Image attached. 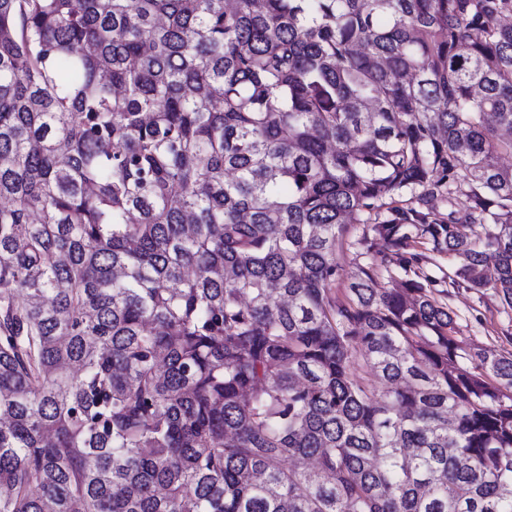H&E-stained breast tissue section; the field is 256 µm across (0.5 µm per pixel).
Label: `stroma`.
Returning <instances> with one entry per match:
<instances>
[{
  "label": "stroma",
  "instance_id": "obj_1",
  "mask_svg": "<svg viewBox=\"0 0 512 512\" xmlns=\"http://www.w3.org/2000/svg\"><path fill=\"white\" fill-rule=\"evenodd\" d=\"M369 227L365 224L348 225L343 236L345 247L340 254L343 269L333 293L344 297L350 276L360 266H376L377 285L381 288H393L405 280L407 272L430 279L437 298L447 303L453 312L455 335L468 346H480L499 352H512V308L503 306L492 289L476 291L469 288H452L448 285V256L437 252L431 240L420 238L408 247V254H421L418 264L410 271L398 266L385 269L381 261L386 253L382 240L369 236ZM368 237V251L354 248L353 243L361 237Z\"/></svg>",
  "mask_w": 512,
  "mask_h": 512
}]
</instances>
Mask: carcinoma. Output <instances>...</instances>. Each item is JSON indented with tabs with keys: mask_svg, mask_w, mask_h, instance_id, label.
<instances>
[{
	"mask_svg": "<svg viewBox=\"0 0 512 512\" xmlns=\"http://www.w3.org/2000/svg\"><path fill=\"white\" fill-rule=\"evenodd\" d=\"M508 16L0 0V512H512V353L331 293L369 223L512 307Z\"/></svg>",
	"mask_w": 512,
	"mask_h": 512,
	"instance_id": "1",
	"label": "carcinoma"
}]
</instances>
